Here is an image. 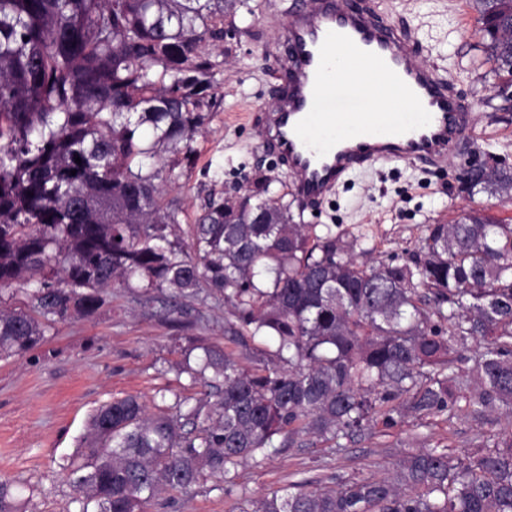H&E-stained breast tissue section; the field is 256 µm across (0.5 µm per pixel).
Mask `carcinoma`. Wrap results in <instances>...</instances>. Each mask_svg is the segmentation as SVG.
<instances>
[{
	"label": "carcinoma",
	"mask_w": 512,
	"mask_h": 512,
	"mask_svg": "<svg viewBox=\"0 0 512 512\" xmlns=\"http://www.w3.org/2000/svg\"><path fill=\"white\" fill-rule=\"evenodd\" d=\"M473 2L497 89L512 92V0ZM236 5L0 0V290L35 285L33 311L0 308V357L96 315L134 278L148 293L209 288L232 340L274 345L251 369L203 349L184 371L217 400L182 418L136 396L97 408L68 472L79 512H144L169 490L231 482L276 436L302 448L462 410L504 423L493 451L422 449L392 474L296 484L252 512H512V224L468 214L431 225L410 259L376 261L258 189L207 195L182 242L161 173L195 163L208 47L224 37L214 21ZM462 189L509 199L512 166L478 169ZM0 512H19L2 481Z\"/></svg>",
	"instance_id": "carcinoma-1"
}]
</instances>
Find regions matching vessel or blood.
I'll return each instance as SVG.
<instances>
[{
	"instance_id": "b4317fda",
	"label": "vessel or blood",
	"mask_w": 512,
	"mask_h": 512,
	"mask_svg": "<svg viewBox=\"0 0 512 512\" xmlns=\"http://www.w3.org/2000/svg\"><path fill=\"white\" fill-rule=\"evenodd\" d=\"M276 26L275 99L259 145L321 206L376 165L447 164L476 122L454 79L414 50L379 0H290Z\"/></svg>"
}]
</instances>
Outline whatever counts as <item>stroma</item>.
Wrapping results in <instances>:
<instances>
[{"mask_svg":"<svg viewBox=\"0 0 512 512\" xmlns=\"http://www.w3.org/2000/svg\"><path fill=\"white\" fill-rule=\"evenodd\" d=\"M271 2L241 0L224 18L229 35L211 53L215 88L210 119L193 143L197 163L176 168L166 180L169 197L180 204L184 234H191L212 192L265 186L271 197L291 199L284 167L259 147L255 125L242 118L273 100L268 65L274 33L263 19ZM392 16L417 27L423 59L454 77L473 105L476 124L446 166L366 169L324 206L304 208L303 216L305 223L357 240L372 258L401 262L417 250L430 225L471 211L512 219V201L484 192L467 196L459 183L469 161L499 158L512 164V108L496 95L498 76L472 0H392ZM105 300L93 318L56 322L36 347L0 358V481L20 485L22 512H78L68 468L99 406L137 395L150 410L174 412L184 399L199 398L201 384L182 371L199 346L220 349L247 367L267 357L261 339L231 341L220 295L199 290L175 297L165 290L148 300L140 288L116 287ZM500 430V424L463 411L449 420L409 418L336 445L277 449L261 463L239 465L233 484L210 477L190 492H170L146 512H252L256 500L295 483L332 488L340 479L392 473L422 448L448 445L460 457L474 458L491 450Z\"/></svg>","mask_w":512,"mask_h":512,"instance_id":"stroma-1","label":"stroma"}]
</instances>
